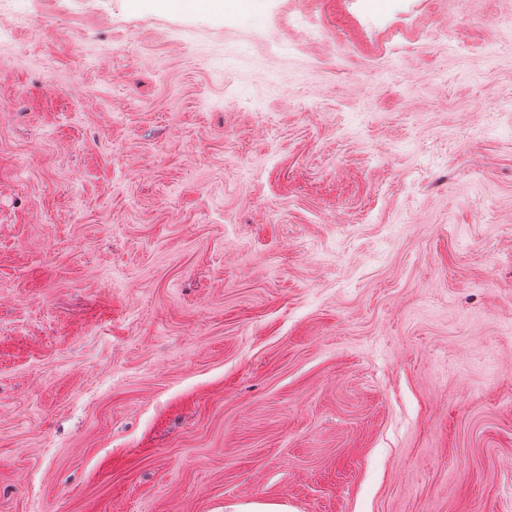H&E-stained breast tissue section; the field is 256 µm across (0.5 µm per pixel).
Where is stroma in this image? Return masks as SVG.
I'll return each instance as SVG.
<instances>
[{"mask_svg": "<svg viewBox=\"0 0 512 512\" xmlns=\"http://www.w3.org/2000/svg\"><path fill=\"white\" fill-rule=\"evenodd\" d=\"M248 2L0 0V512H512V0Z\"/></svg>", "mask_w": 512, "mask_h": 512, "instance_id": "35a3bbf8", "label": "stroma"}]
</instances>
